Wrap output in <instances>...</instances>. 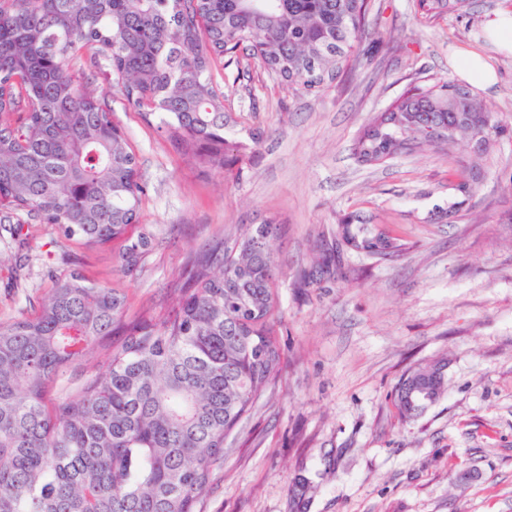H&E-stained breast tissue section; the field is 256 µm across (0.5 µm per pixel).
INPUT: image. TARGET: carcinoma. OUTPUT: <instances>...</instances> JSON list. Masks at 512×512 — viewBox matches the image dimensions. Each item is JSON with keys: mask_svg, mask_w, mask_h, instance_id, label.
<instances>
[{"mask_svg": "<svg viewBox=\"0 0 512 512\" xmlns=\"http://www.w3.org/2000/svg\"><path fill=\"white\" fill-rule=\"evenodd\" d=\"M0 0V229L17 248L24 229L54 224L89 249L123 242L136 271L152 240L131 232L146 187L112 111L73 63L83 51L105 68L127 102L163 114L173 144L216 170L237 169L226 133L232 117L212 68L256 58L290 89L318 94L350 62L370 0ZM425 16L470 0H418ZM443 80L414 87L376 113L353 151L363 164L432 151L458 163L459 190L476 182L463 149L508 132L469 90ZM272 220L194 250L178 298L158 319L125 321L124 299L77 270L57 279L38 312L0 322V512H195L224 444L275 380L280 265ZM336 242L370 258L400 250L398 238L348 219ZM335 250L319 251L323 275ZM118 340L108 343L110 337ZM106 365L76 393L52 383L97 348ZM445 363L413 366L394 403L413 386L440 399Z\"/></svg>", "mask_w": 512, "mask_h": 512, "instance_id": "carcinoma-1", "label": "carcinoma"}]
</instances>
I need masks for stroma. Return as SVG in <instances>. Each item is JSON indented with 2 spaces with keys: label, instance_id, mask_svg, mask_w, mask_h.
Listing matches in <instances>:
<instances>
[{
  "label": "stroma",
  "instance_id": "35a3bbf8",
  "mask_svg": "<svg viewBox=\"0 0 512 512\" xmlns=\"http://www.w3.org/2000/svg\"><path fill=\"white\" fill-rule=\"evenodd\" d=\"M512 0H472L467 12L422 15L416 0H371L351 71L316 95L291 90L252 58L214 64L230 142L246 144L240 177L187 161L159 117H144L88 59L76 68L112 107L146 186L140 229L153 247L121 269L118 243L88 249L35 224L23 270L0 238V321L34 314L56 277L79 269L126 301L125 318L161 315L190 251L276 220L283 261L275 313L282 352L275 384L225 445L197 512H512V139L472 194L454 164L430 153L359 164L353 142L404 91L449 80L512 118V53L484 30ZM483 57L495 84L460 65ZM357 216L397 235L385 259L344 251L333 279L303 286L316 244ZM447 363L444 398L402 418L404 371ZM474 470L469 480L461 470Z\"/></svg>",
  "mask_w": 512,
  "mask_h": 512
}]
</instances>
